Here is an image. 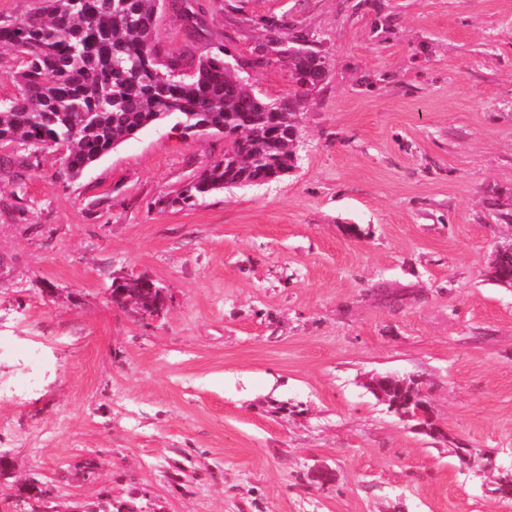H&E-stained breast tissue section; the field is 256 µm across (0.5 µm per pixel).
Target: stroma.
Segmentation results:
<instances>
[{
  "instance_id": "obj_1",
  "label": "stroma",
  "mask_w": 512,
  "mask_h": 512,
  "mask_svg": "<svg viewBox=\"0 0 512 512\" xmlns=\"http://www.w3.org/2000/svg\"><path fill=\"white\" fill-rule=\"evenodd\" d=\"M239 61L303 29L328 61L281 180L191 207L224 139L162 124L71 179L0 168V512H512V0H191ZM278 24L269 32L268 21ZM169 288L159 319L112 273ZM56 288L48 299L46 288ZM428 386L440 432L372 377ZM474 448L469 463L458 445ZM52 486L41 508L21 487Z\"/></svg>"
}]
</instances>
